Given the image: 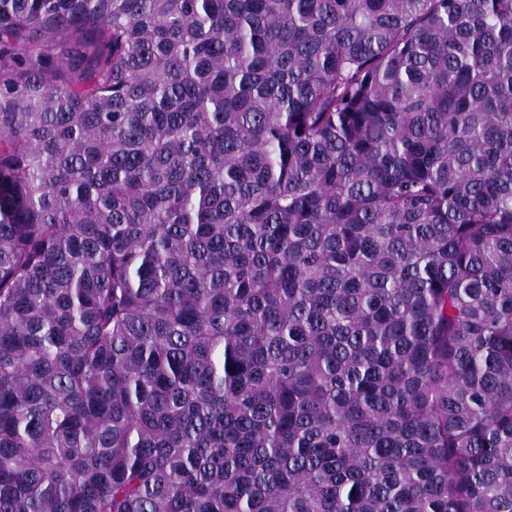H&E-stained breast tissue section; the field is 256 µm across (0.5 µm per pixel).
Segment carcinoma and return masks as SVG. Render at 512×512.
<instances>
[{
  "label": "carcinoma",
  "mask_w": 512,
  "mask_h": 512,
  "mask_svg": "<svg viewBox=\"0 0 512 512\" xmlns=\"http://www.w3.org/2000/svg\"><path fill=\"white\" fill-rule=\"evenodd\" d=\"M0 512H512V0H0Z\"/></svg>",
  "instance_id": "carcinoma-1"
}]
</instances>
